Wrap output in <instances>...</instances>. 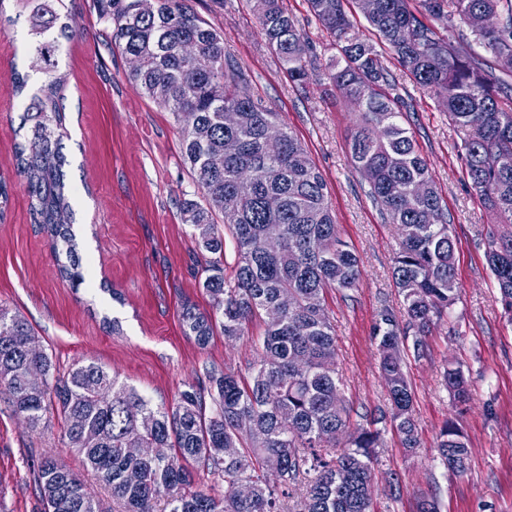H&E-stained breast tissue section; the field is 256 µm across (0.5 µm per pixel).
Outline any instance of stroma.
Listing matches in <instances>:
<instances>
[{"instance_id":"35a3bbf8","label":"stroma","mask_w":512,"mask_h":512,"mask_svg":"<svg viewBox=\"0 0 512 512\" xmlns=\"http://www.w3.org/2000/svg\"><path fill=\"white\" fill-rule=\"evenodd\" d=\"M224 37V50L244 73L254 100L278 112L305 146L330 190L339 235L359 256L357 288H333L325 304L336 330L341 395L353 416L387 403L373 327L384 310L401 313L392 278L398 231L369 196V184L349 150L359 121L354 106L327 90L336 56L307 0H283L306 31L313 61L302 83L290 82L267 46L249 0H186ZM77 35L56 55L65 171L75 189L83 229L78 256L84 275L72 285L59 273L50 236L33 224L29 197L16 171L17 129L28 103L15 95L13 72H27L32 51L28 14L16 0L0 5V181L9 200L0 212V307L25 318L59 374L75 363H95L156 405H172L204 368L247 375L259 358L255 324L248 336L217 335L207 346L187 336L184 306L210 311L201 286L210 256L183 220L181 204L203 202L182 153L180 125L128 78L129 67L110 44L111 30L96 0H73ZM382 61L404 102L402 124L426 160L448 213L456 243L458 299L431 327L426 355L408 359L421 446L409 454L386 432L374 467V512H418L421 500L438 512H512V322L504 318L485 252L492 217L467 177L456 131L437 94L416 85L389 50ZM460 367L469 401L453 404L443 385L447 365ZM458 422L470 448L464 475L448 473L436 452L446 422ZM59 419L30 430L0 393V512H41L32 458L56 455L92 493L111 504L110 492L64 446ZM400 498H393L392 483Z\"/></svg>"}]
</instances>
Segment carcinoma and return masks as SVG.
Wrapping results in <instances>:
<instances>
[{
    "instance_id": "cac0c4a2",
    "label": "carcinoma",
    "mask_w": 512,
    "mask_h": 512,
    "mask_svg": "<svg viewBox=\"0 0 512 512\" xmlns=\"http://www.w3.org/2000/svg\"><path fill=\"white\" fill-rule=\"evenodd\" d=\"M35 39L30 67L49 74L56 67L59 38L76 31L67 23V0H24ZM265 42L288 79L302 81L309 63V37L282 0H251ZM112 42L142 65L129 79L181 125L182 145L206 205L182 203L184 221L199 246L213 255L202 287L212 301L204 314L182 311L185 334L204 347L215 329L227 339L264 324L260 358L243 378L232 370L204 368V379L179 392L171 406H154L105 368L73 365L55 375L48 354L30 349L36 336L18 314L0 309V389L31 430L55 415L63 421L66 445L75 449L108 486L122 512H284L283 501L299 479L308 481L302 512H372L373 467L380 432L353 427L340 396L336 333L325 308L331 288L358 286L359 259L339 235L327 184L298 139L282 127L277 156L266 154L265 128L279 115L241 90V75L224 53L217 28L201 19L186 0H155L150 13L140 0H97ZM310 12L332 39L336 60L328 85L358 110L361 123L350 138L356 169L370 173V197L398 228L393 276L403 296L404 317L415 329L412 345L396 315L386 310L375 326L379 366L390 417L402 448L419 447L414 391L405 371V352L426 354L425 338L456 300L455 242L442 199L401 119L402 101L376 45L360 38L343 0H307ZM420 9L443 29L467 26L461 53L417 15L410 0H377L367 23L422 88L440 96L452 122L470 180L493 217L486 260L512 321V107L501 100L505 80L490 61L512 55V0H419ZM476 12L496 15L500 27L468 26ZM54 77L33 95L23 112L29 146L17 145V173L25 180L30 217L50 235L60 271L83 283L72 230L71 192L58 131ZM240 109L234 128L224 126V108ZM239 150L224 155V139ZM275 196L280 209H266ZM224 215L225 224L215 221ZM278 224L282 245L263 247L266 228ZM235 242L233 265L224 258L225 235ZM67 262H61V256ZM444 380L463 402V372L447 368ZM129 448H155L138 458ZM437 451L454 475L467 470L470 449L454 423L439 434ZM216 484L194 478L193 465ZM44 512H106L83 480L52 455L36 462ZM239 484L253 486L240 498ZM165 507L156 509L159 501Z\"/></svg>"
}]
</instances>
